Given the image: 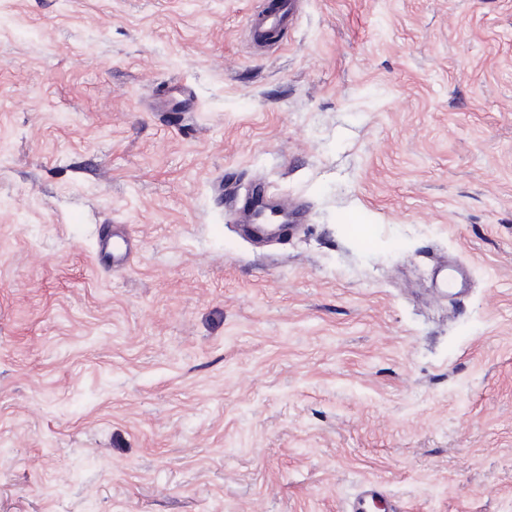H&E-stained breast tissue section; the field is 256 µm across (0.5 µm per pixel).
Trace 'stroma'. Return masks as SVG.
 Returning <instances> with one entry per match:
<instances>
[{
    "label": "stroma",
    "instance_id": "35a3bbf8",
    "mask_svg": "<svg viewBox=\"0 0 512 512\" xmlns=\"http://www.w3.org/2000/svg\"><path fill=\"white\" fill-rule=\"evenodd\" d=\"M269 3L0 0V512H512V0ZM295 1L284 0L273 8L267 7L251 15L248 29L254 44H267L288 29L292 21ZM124 242V248H120L117 244L116 240L114 239L113 231H109L107 229H103L101 231V234L98 235V247H99V259L102 263L103 258L105 256L112 259V265L115 264V262H123L125 261L128 256L130 255L131 248L129 246V243L123 239ZM112 265H106L108 267H111Z\"/></svg>",
    "mask_w": 512,
    "mask_h": 512
}]
</instances>
